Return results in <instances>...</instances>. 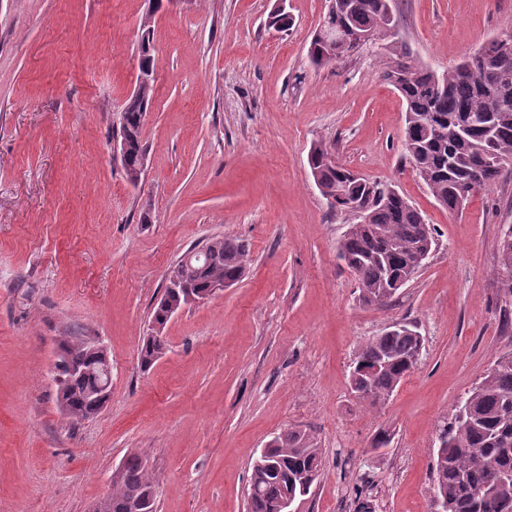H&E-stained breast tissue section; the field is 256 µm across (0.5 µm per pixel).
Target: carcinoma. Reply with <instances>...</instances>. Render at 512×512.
Here are the masks:
<instances>
[{"label":"carcinoma","mask_w":512,"mask_h":512,"mask_svg":"<svg viewBox=\"0 0 512 512\" xmlns=\"http://www.w3.org/2000/svg\"><path fill=\"white\" fill-rule=\"evenodd\" d=\"M398 24L396 0H338L336 12L325 15L320 26L366 32L381 45L382 78L406 103L405 156L431 195L448 211L458 212L512 167V55H504L502 44L488 47L440 73L419 62L396 38ZM326 49L320 32H315L309 51L313 65L331 63L325 58ZM138 56L143 66L155 62L148 25L142 28ZM153 95L151 88L124 103L125 124L120 130L128 149L121 163L127 177L133 172L143 175L142 114ZM308 164L323 188L321 195L334 197L328 203L331 211L363 209V219L348 225L338 241L337 257L355 274L363 303L389 302L422 267L417 257L435 248V228L392 185L354 177L323 142L311 145ZM205 248L209 261L194 259L186 265L180 260L172 268L189 289L165 288L152 321L166 325L172 308L180 311L189 305V292L200 298L216 280L235 284L243 278L249 262L243 240L214 236ZM491 274L501 293L500 318L506 328L512 323V228L499 236ZM422 345L423 337L409 323L361 345L350 376L358 400L370 408L385 403L411 372L409 361ZM165 348L163 336H147L139 355L141 367H151ZM95 361L88 343L60 342L55 363L57 403L71 419L97 413L92 394L99 378L86 372ZM321 462L320 448L309 433L288 429L273 437L263 463L252 467L250 512H277L283 499L310 493ZM433 474L429 494L442 501L445 512H501V500L512 496V356L500 358L462 397L453 421L442 428ZM155 493L146 462L131 453L95 512H139L141 506L132 500L135 495L150 500L153 509Z\"/></svg>","instance_id":"carcinoma-1"}]
</instances>
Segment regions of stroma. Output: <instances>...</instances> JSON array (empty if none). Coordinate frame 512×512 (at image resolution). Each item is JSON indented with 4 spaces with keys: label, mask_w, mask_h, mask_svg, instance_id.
Returning a JSON list of instances; mask_svg holds the SVG:
<instances>
[{
    "label": "stroma",
    "mask_w": 512,
    "mask_h": 512,
    "mask_svg": "<svg viewBox=\"0 0 512 512\" xmlns=\"http://www.w3.org/2000/svg\"><path fill=\"white\" fill-rule=\"evenodd\" d=\"M289 30L271 27L278 5ZM399 38L436 70L512 29V0H397ZM329 0H0V512H92L130 452L157 512H249L254 461L277 434H312L323 468L302 512H431L437 433L512 354L491 269L512 225V170L459 213L402 155L405 103L380 45L323 67L308 47ZM152 15L155 93L145 170L112 146ZM394 184L436 229L428 263L367 306L336 257L353 223L330 211L311 144ZM214 236L243 239L244 277L168 322L139 352L172 265ZM424 338L384 404L350 388L357 349L390 324ZM101 342L112 392L73 421L53 380L61 339ZM388 432L391 442L375 440Z\"/></svg>",
    "instance_id": "1"
}]
</instances>
